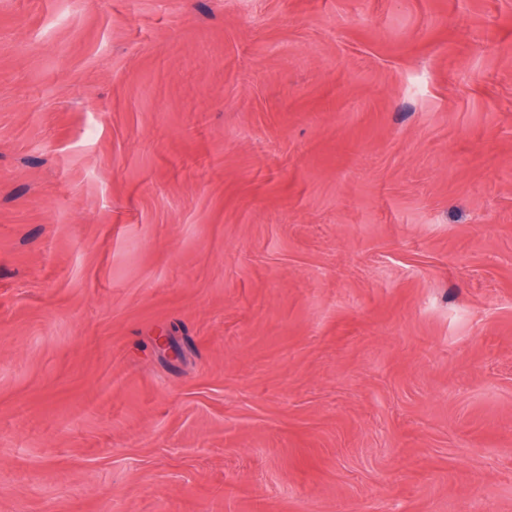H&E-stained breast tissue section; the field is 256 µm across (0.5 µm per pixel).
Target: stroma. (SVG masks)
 <instances>
[{
  "mask_svg": "<svg viewBox=\"0 0 512 512\" xmlns=\"http://www.w3.org/2000/svg\"><path fill=\"white\" fill-rule=\"evenodd\" d=\"M0 512H512V0H0Z\"/></svg>",
  "mask_w": 512,
  "mask_h": 512,
  "instance_id": "stroma-1",
  "label": "stroma"
}]
</instances>
